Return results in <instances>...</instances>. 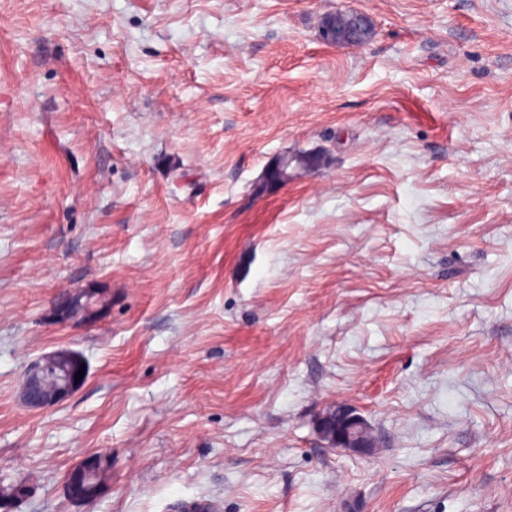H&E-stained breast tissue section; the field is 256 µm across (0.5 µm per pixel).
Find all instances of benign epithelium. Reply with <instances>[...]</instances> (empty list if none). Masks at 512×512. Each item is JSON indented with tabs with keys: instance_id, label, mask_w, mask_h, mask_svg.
<instances>
[{
	"instance_id": "7a95c632",
	"label": "benign epithelium",
	"mask_w": 512,
	"mask_h": 512,
	"mask_svg": "<svg viewBox=\"0 0 512 512\" xmlns=\"http://www.w3.org/2000/svg\"><path fill=\"white\" fill-rule=\"evenodd\" d=\"M376 33L372 19L356 10H337L322 16L319 23V39L336 48L362 46L370 42ZM74 295L57 296L52 308L68 319L80 317L74 309ZM84 364L82 357L71 350H60L37 361L26 375L23 386L25 403L34 409L55 407L79 383L75 374ZM320 437L331 448L356 455L367 456L375 447L370 423L356 409L342 403L328 407L319 414L316 422ZM99 460L88 461L70 472L67 491L71 498L91 504L96 500V488L89 484V470Z\"/></svg>"
}]
</instances>
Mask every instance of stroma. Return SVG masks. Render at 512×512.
Masks as SVG:
<instances>
[{"instance_id":"stroma-1","label":"stroma","mask_w":512,"mask_h":512,"mask_svg":"<svg viewBox=\"0 0 512 512\" xmlns=\"http://www.w3.org/2000/svg\"><path fill=\"white\" fill-rule=\"evenodd\" d=\"M345 9L369 44L320 41ZM60 349L85 382L27 407ZM339 402L371 455L320 438ZM0 477L13 512H512V0H0ZM319 39L336 48L362 46L376 33L372 19L356 10H337L322 16L318 30ZM81 365H84L86 374V365L82 357L68 349L42 357L28 370L26 375L23 386L25 403L34 409L55 407L83 382L85 374L79 382H75V374L78 373ZM50 369H57L60 374L56 385L51 389H45L43 379L45 373ZM102 462V458L85 462L70 472L67 478V491L71 498L91 504L96 500L97 489L89 484V470Z\"/></svg>"}]
</instances>
